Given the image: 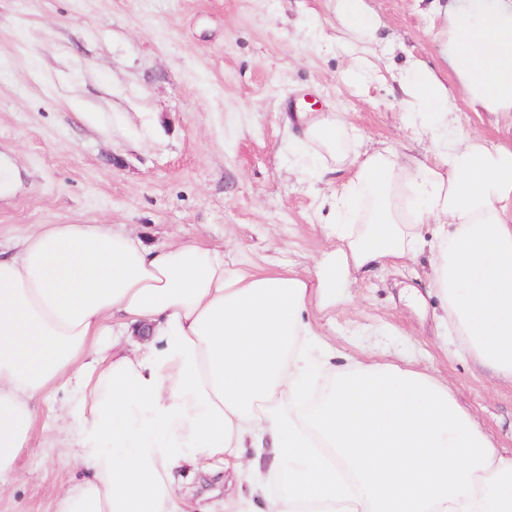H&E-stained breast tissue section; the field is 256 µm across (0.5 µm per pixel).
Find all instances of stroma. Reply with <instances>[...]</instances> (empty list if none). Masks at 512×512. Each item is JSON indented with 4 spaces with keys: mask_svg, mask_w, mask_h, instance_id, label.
I'll list each match as a JSON object with an SVG mask.
<instances>
[{
    "mask_svg": "<svg viewBox=\"0 0 512 512\" xmlns=\"http://www.w3.org/2000/svg\"><path fill=\"white\" fill-rule=\"evenodd\" d=\"M374 74L352 67L336 0H0V244L35 224H122L146 246L198 239L244 269L313 271L328 181L300 173L298 113L333 112L372 149L420 156L399 83L410 62L456 79L430 0H361ZM454 129L512 142V119L463 109ZM429 254L339 289L321 318L338 363L371 358L437 376L495 448L512 456V382L440 330ZM42 432L0 490V512H52L83 478ZM194 512L237 482L175 473Z\"/></svg>",
    "mask_w": 512,
    "mask_h": 512,
    "instance_id": "35a3bbf8",
    "label": "stroma"
}]
</instances>
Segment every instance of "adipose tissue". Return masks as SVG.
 Wrapping results in <instances>:
<instances>
[{
  "instance_id": "ef3b65f1",
  "label": "adipose tissue",
  "mask_w": 512,
  "mask_h": 512,
  "mask_svg": "<svg viewBox=\"0 0 512 512\" xmlns=\"http://www.w3.org/2000/svg\"><path fill=\"white\" fill-rule=\"evenodd\" d=\"M439 40L456 91L419 62L400 84L432 163L350 152L335 113L307 116L303 171L347 175L313 273L247 272L221 247H148L109 224L18 238L0 257V479L62 391L44 445L86 478L54 512H187L174 476L186 462L243 477L224 512H512V458L446 385L394 364L336 367L305 318L356 274L426 249L442 322L512 380V145L448 130L464 106L512 117V0H452ZM131 332L142 341L128 350Z\"/></svg>"
}]
</instances>
